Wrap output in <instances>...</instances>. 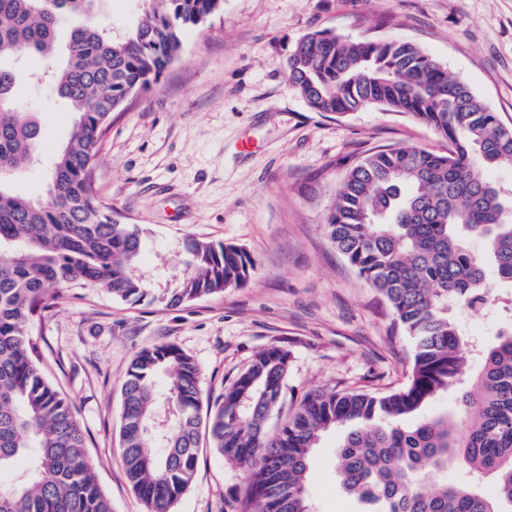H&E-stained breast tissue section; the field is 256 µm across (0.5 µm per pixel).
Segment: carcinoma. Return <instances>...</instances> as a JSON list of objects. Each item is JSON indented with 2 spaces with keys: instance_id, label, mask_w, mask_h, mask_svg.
Segmentation results:
<instances>
[{
  "instance_id": "cac0c4a2",
  "label": "carcinoma",
  "mask_w": 512,
  "mask_h": 512,
  "mask_svg": "<svg viewBox=\"0 0 512 512\" xmlns=\"http://www.w3.org/2000/svg\"><path fill=\"white\" fill-rule=\"evenodd\" d=\"M104 0H0V512H112L87 455L71 401L45 376L29 326L66 288L97 289L136 305L168 307L242 287L255 260L243 247L188 239L185 269L159 288L142 270L139 224L117 221L95 180L112 114L158 82L183 51V34L224 0H140L121 32L102 20ZM75 19L62 56L59 29ZM22 59L39 66L24 70ZM288 84L316 112L366 106L407 114L448 139L437 154L414 146L377 150L354 163L326 228L332 243L390 303L415 343L407 386L387 395L334 389L305 398L270 435L266 422L288 376L290 353L259 352L222 394L203 400L201 369L173 343L140 350L121 388L120 438L127 478L149 512H169L194 482L202 433L225 463L246 472L226 512H313V449L342 432L335 474L360 512H512V327L477 349L449 304L480 310L491 284L512 288V193L484 172L512 167V128L418 46L350 41L309 31L287 61ZM51 93L77 114L45 170L39 199L13 190L37 155L41 127L16 99L21 86ZM484 241L481 256L465 238ZM466 420L429 407L464 377ZM476 484L450 482L448 459Z\"/></svg>"
}]
</instances>
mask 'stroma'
Returning <instances> with one entry per match:
<instances>
[{
    "label": "stroma",
    "mask_w": 512,
    "mask_h": 512,
    "mask_svg": "<svg viewBox=\"0 0 512 512\" xmlns=\"http://www.w3.org/2000/svg\"><path fill=\"white\" fill-rule=\"evenodd\" d=\"M326 29L344 38L402 39L444 64L512 127V0H224L152 88L131 95L105 136L98 192L117 220L146 230L142 262L151 284L178 274L192 236L246 248L255 268L244 287L175 308L65 291L31 334L43 368L76 406L88 454L113 512H148L121 460V386L143 348L178 345L202 371L204 393L223 392L261 350L291 354L275 432L308 393L388 392L411 374L414 343L387 300L331 242L325 227L348 167L371 149L448 150L412 117L375 106L336 119L311 110L288 86L295 41ZM34 107L42 151L14 182L39 197L44 171L74 115L45 97ZM465 336L489 344L512 320V288L484 310L454 306ZM339 433L314 453L308 494L315 512H357L333 474ZM201 439L197 476L170 512H224L243 486Z\"/></svg>",
    "instance_id": "obj_1"
}]
</instances>
